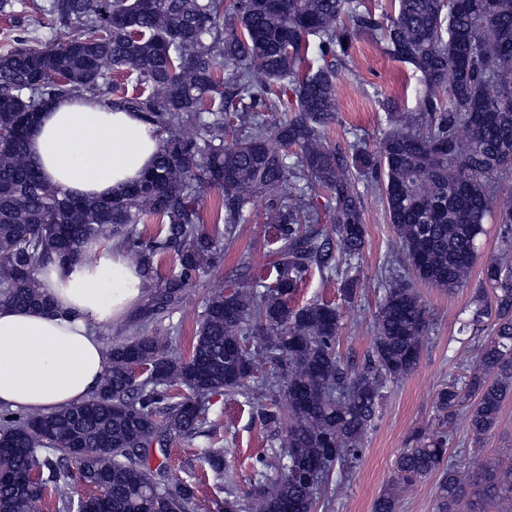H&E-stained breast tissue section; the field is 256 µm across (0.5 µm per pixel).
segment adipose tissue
<instances>
[{
    "mask_svg": "<svg viewBox=\"0 0 512 512\" xmlns=\"http://www.w3.org/2000/svg\"><path fill=\"white\" fill-rule=\"evenodd\" d=\"M158 142L138 114L87 98L50 103L27 149L41 177L63 195L106 200L142 178ZM92 253L79 263L57 260L40 269L53 312L0 306V409H60L99 387L109 353L94 328L124 317L141 290L124 250L96 246Z\"/></svg>",
    "mask_w": 512,
    "mask_h": 512,
    "instance_id": "adipose-tissue-1",
    "label": "adipose tissue"
}]
</instances>
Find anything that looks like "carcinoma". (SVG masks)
Returning a JSON list of instances; mask_svg holds the SVG:
<instances>
[{
    "label": "carcinoma",
    "instance_id": "1",
    "mask_svg": "<svg viewBox=\"0 0 512 512\" xmlns=\"http://www.w3.org/2000/svg\"><path fill=\"white\" fill-rule=\"evenodd\" d=\"M37 9L55 36L33 45L19 35L0 51V128L59 98H100L139 113L160 147L124 195L74 199L34 169L27 133L0 138V305L51 309L41 266L78 262L114 237L148 296L147 320L110 345L90 399L49 413L0 410V512H34L47 500L54 512H198V489L170 476L167 448L203 433L213 396L241 395L257 377L278 388L288 414L275 399L255 406L278 446L252 458L250 487L228 490L223 512H315L335 466L361 458L387 384L419 362L430 314L414 281L463 287L489 218L505 232L487 271L502 294L470 378L468 427L477 440L496 428L512 396V186L487 177L512 174V0H394L386 17L361 0H44ZM75 24L80 33L61 36ZM360 41L421 77L418 114L389 98L391 128L375 147L341 151L327 131L336 81ZM127 68L130 91L117 81ZM206 191L217 194L222 230L205 229ZM371 191L406 266L384 277L374 341L354 367L338 352L339 307L291 301L314 265L341 279L344 301L360 296L351 270ZM258 194L278 243L263 254L274 283L235 275L205 300L187 352L169 350L156 323L223 259ZM148 218L158 228L145 235L137 227ZM166 255L179 271L162 279ZM135 362L149 371L135 375ZM457 397L456 384L441 389L440 411ZM416 441L396 468L406 480L439 475L435 512H491L512 498L511 465L457 470L447 436ZM224 455L203 449L217 476ZM76 478L98 493L72 501Z\"/></svg>",
    "mask_w": 512,
    "mask_h": 512
}]
</instances>
